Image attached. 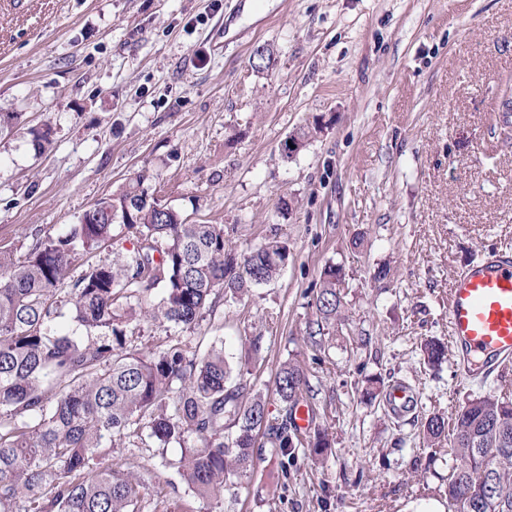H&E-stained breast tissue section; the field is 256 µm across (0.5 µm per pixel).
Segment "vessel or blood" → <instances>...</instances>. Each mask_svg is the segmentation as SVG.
Returning <instances> with one entry per match:
<instances>
[{"mask_svg":"<svg viewBox=\"0 0 512 512\" xmlns=\"http://www.w3.org/2000/svg\"><path fill=\"white\" fill-rule=\"evenodd\" d=\"M457 366L491 374L512 364V252L495 251L460 272L448 291Z\"/></svg>","mask_w":512,"mask_h":512,"instance_id":"vessel-or-blood-1","label":"vessel or blood"}]
</instances>
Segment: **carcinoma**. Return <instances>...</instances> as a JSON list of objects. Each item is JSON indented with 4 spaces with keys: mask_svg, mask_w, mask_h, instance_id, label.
<instances>
[{
    "mask_svg": "<svg viewBox=\"0 0 512 512\" xmlns=\"http://www.w3.org/2000/svg\"><path fill=\"white\" fill-rule=\"evenodd\" d=\"M145 181L143 173L131 178L22 260L0 252V512H139L144 479L106 459L147 438L179 445L182 481L196 497L216 502L267 444L285 481L297 447L307 445L313 457L332 447L322 428L302 442L295 413L313 408L301 365L277 368L282 414L272 419L267 396L233 373L224 344L202 354L179 342L149 353L128 345L134 323L195 329L215 299H240L272 282L289 255L275 237L238 250L224 225L187 223L149 195ZM116 223L137 247L114 249L112 262L88 266L70 289L78 329L56 330L64 316L60 285L79 253L114 245ZM344 277L336 264L320 273L307 332L313 342L341 315ZM158 287L155 303L150 295ZM424 354L436 365L446 349L431 339ZM425 430L434 442L445 435V420L433 416ZM454 447L461 463L448 476L452 512H512V400H468L456 417ZM154 508L186 512L161 489Z\"/></svg>",
    "mask_w": 512,
    "mask_h": 512,
    "instance_id": "1",
    "label": "carcinoma"
}]
</instances>
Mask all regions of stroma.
<instances>
[{"label":"stroma","mask_w":512,"mask_h":512,"mask_svg":"<svg viewBox=\"0 0 512 512\" xmlns=\"http://www.w3.org/2000/svg\"><path fill=\"white\" fill-rule=\"evenodd\" d=\"M0 0V250L22 259L78 223L137 173L194 223L220 224L240 247L269 236L291 256L280 277L240 302L217 300L194 331L144 322L130 345L223 341L239 367L263 337L250 380L268 393L277 367L305 366L312 426L333 447L295 451L288 482L274 449L226 487L221 512H450L455 424L477 396L512 398V368L460 376L448 339V290L489 249L512 250V0ZM235 22L223 50L211 35ZM265 48V60L253 57ZM310 128L299 152L280 145ZM47 133L44 150L34 132ZM288 213H280V201ZM342 266V316L306 338L320 272ZM409 386L392 413L386 391ZM178 446L117 448L161 487L209 512L174 463Z\"/></svg>","instance_id":"obj_1"}]
</instances>
